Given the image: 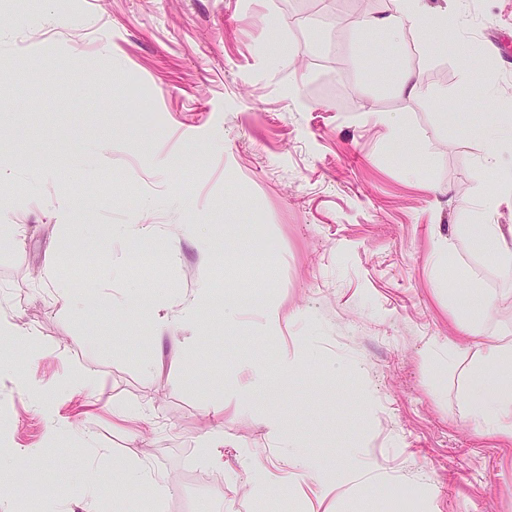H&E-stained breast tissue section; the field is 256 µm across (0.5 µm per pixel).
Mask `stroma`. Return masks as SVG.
<instances>
[{"label": "stroma", "mask_w": 512, "mask_h": 512, "mask_svg": "<svg viewBox=\"0 0 512 512\" xmlns=\"http://www.w3.org/2000/svg\"><path fill=\"white\" fill-rule=\"evenodd\" d=\"M424 5L463 16L476 59L413 28L362 45L394 0H0V225L26 229L0 248V313L37 334L0 339V459L45 487L0 512H512V444L461 412L442 346L471 284L434 254L447 241L498 297L485 334L512 338L490 251L453 232L497 181L477 162L491 113H512V0ZM401 68L422 95L393 93ZM116 224L154 225L156 259ZM61 288L89 306L61 313ZM200 290L157 342L156 318Z\"/></svg>", "instance_id": "stroma-1"}]
</instances>
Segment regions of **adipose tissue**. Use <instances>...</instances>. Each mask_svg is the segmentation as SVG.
Instances as JSON below:
<instances>
[{
  "mask_svg": "<svg viewBox=\"0 0 512 512\" xmlns=\"http://www.w3.org/2000/svg\"><path fill=\"white\" fill-rule=\"evenodd\" d=\"M395 9L364 22L366 32L386 31L392 46H399L406 27L412 26L450 38L456 55L473 56L474 46L461 37L463 19L449 21L447 12L425 14L422 0H395ZM482 168L499 172L495 188H480L476 221L461 225V232L480 239L491 251L504 275L512 277V225L495 224L491 216L502 196H512V114H493L485 128ZM490 296L468 295L456 331L449 336L448 368L464 370L467 381L458 394L461 411L483 433L512 443V343L485 335L482 320L493 308Z\"/></svg>",
  "mask_w": 512,
  "mask_h": 512,
  "instance_id": "adipose-tissue-1",
  "label": "adipose tissue"
}]
</instances>
